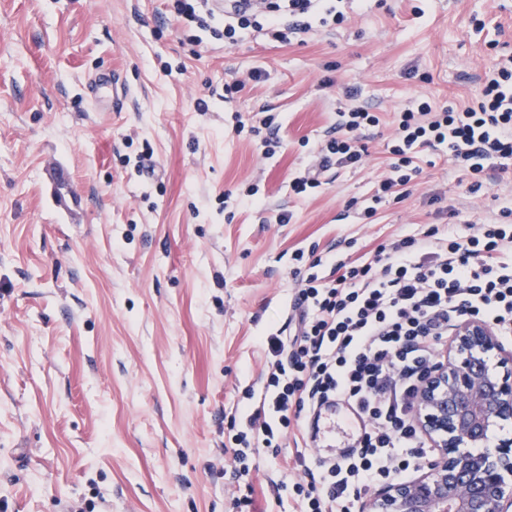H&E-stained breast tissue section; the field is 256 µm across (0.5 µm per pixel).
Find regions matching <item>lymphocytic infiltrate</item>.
Masks as SVG:
<instances>
[{"label": "lymphocytic infiltrate", "instance_id": "1", "mask_svg": "<svg viewBox=\"0 0 512 512\" xmlns=\"http://www.w3.org/2000/svg\"><path fill=\"white\" fill-rule=\"evenodd\" d=\"M346 19L335 0H225L224 43L247 36L280 43L304 41L314 27ZM351 104L341 110L335 136L319 149L322 164L349 166L366 152L362 134L379 126L377 113ZM392 177L373 196L381 203L395 186L420 172L417 155L445 148L468 171L478 192L488 171L512 169V56L490 70L472 104L402 108L392 121ZM290 331L265 336L261 389H247L232 481L249 472V459L278 447L284 431L310 438V421L326 404L342 401L363 428L350 452L308 465L297 483L300 512H361L360 492L418 469L434 453L414 422L419 383L436 346L454 323L472 315L512 339V225L491 222L479 233L431 228L375 253L329 262L322 273L298 280Z\"/></svg>", "mask_w": 512, "mask_h": 512}]
</instances>
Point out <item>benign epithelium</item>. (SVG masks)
I'll return each mask as SVG.
<instances>
[{
    "label": "benign epithelium",
    "instance_id": "obj_1",
    "mask_svg": "<svg viewBox=\"0 0 512 512\" xmlns=\"http://www.w3.org/2000/svg\"><path fill=\"white\" fill-rule=\"evenodd\" d=\"M453 346L424 375L415 423L437 457L418 477L386 485L365 501L364 512H512V444L487 449L490 431L512 419V378L491 369L501 351L487 323L467 317L453 331Z\"/></svg>",
    "mask_w": 512,
    "mask_h": 512
}]
</instances>
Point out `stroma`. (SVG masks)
Wrapping results in <instances>:
<instances>
[{
    "instance_id": "1",
    "label": "stroma",
    "mask_w": 512,
    "mask_h": 512,
    "mask_svg": "<svg viewBox=\"0 0 512 512\" xmlns=\"http://www.w3.org/2000/svg\"><path fill=\"white\" fill-rule=\"evenodd\" d=\"M340 8L341 27L305 42L227 47L188 42L167 0H0V512H232L230 418L261 384V340L297 273L512 209V174L472 194L429 148L417 180L364 217L388 169L384 126L365 132L362 164L293 194L344 88L385 120L420 99L465 105L512 55V0ZM103 69L121 111L89 97ZM262 107L281 125L270 158L236 128ZM295 456L288 437L251 462L253 512H299Z\"/></svg>"
}]
</instances>
